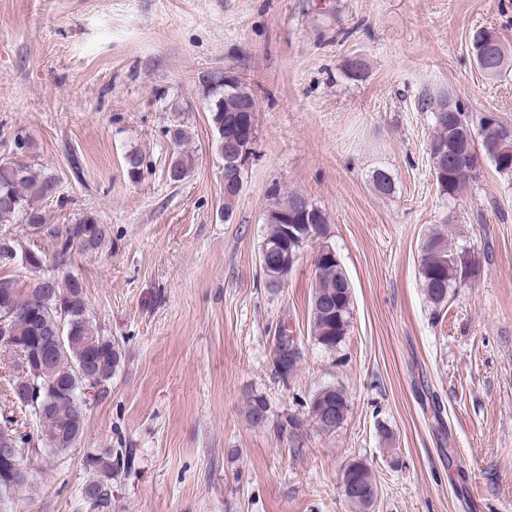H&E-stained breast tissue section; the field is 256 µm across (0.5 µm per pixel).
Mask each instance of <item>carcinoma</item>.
Masks as SVG:
<instances>
[{
    "mask_svg": "<svg viewBox=\"0 0 512 512\" xmlns=\"http://www.w3.org/2000/svg\"><path fill=\"white\" fill-rule=\"evenodd\" d=\"M494 43L497 53V69L502 71L508 62L506 50L493 32L476 29L471 35V45L483 50ZM220 75L213 74L203 80V95L207 101L209 122L216 134V144L224 142V135L237 140L246 155L252 154L256 137L240 138L232 126H224V117L232 116L247 104L257 103L252 89L244 82L231 87L219 84ZM420 110L432 117L433 134L428 143L431 169L442 170V179L436 180L439 194L451 197L469 181V175L448 166V156L441 155L440 148H448V139L454 138L466 146L476 163L485 159L502 175H512V137L502 133V126L491 121L483 124L481 142L475 144L472 126L465 112L443 96L425 94L419 101ZM176 151L173 152L169 172L183 180L195 166V155L185 149L189 135L186 126L176 122L165 130ZM31 146L26 136L15 141L11 156L0 159V221L22 212L26 226L40 230L54 241L51 268L43 274V280L27 294L17 288L16 281L0 275V321L9 322L19 345L38 359L49 361L53 372L47 386L41 390L38 405L41 413L35 416L40 432L20 431L9 434L18 448L33 446L41 440L45 448L54 454L66 452L81 443L85 432L91 398L86 388L87 379L82 373L88 366L96 375L94 394L103 397L112 385L122 360L119 344L104 335L102 329L90 319L82 282L68 267L77 253L99 249L106 237L104 225L86 214L61 228L43 223L42 210L36 203L54 200L59 192L58 178L28 161L27 149ZM128 177L136 181L143 173V158L137 152L124 157ZM276 216L267 222V240H279L284 235V224L303 225L315 218L321 226V235L327 236L326 213L317 204L300 193H290L275 201ZM420 276L426 296L434 306L448 299V288L467 275L463 256L454 252L451 244L439 234L431 235L422 246ZM282 269L277 259L268 261L263 275L266 286H282ZM353 305L352 289L339 258L327 257L316 266L315 287L311 297L312 335L314 342L326 349H335L344 342L350 330ZM293 340L279 337L274 366L276 372L286 377L291 374L301 356L300 352L286 354ZM349 400L345 392L334 386L319 389L309 402V413L317 417L322 413L333 416L327 431H334L345 420ZM114 449L89 451L84 465L92 472L91 479L82 490V498L88 512H112V479H114ZM360 491L348 503L355 512H370L377 496V483L371 468L363 462L351 461L343 469ZM27 482H10L5 479L0 464V507L11 502L13 496L25 488Z\"/></svg>",
    "mask_w": 512,
    "mask_h": 512,
    "instance_id": "cac0c4a2",
    "label": "carcinoma"
}]
</instances>
